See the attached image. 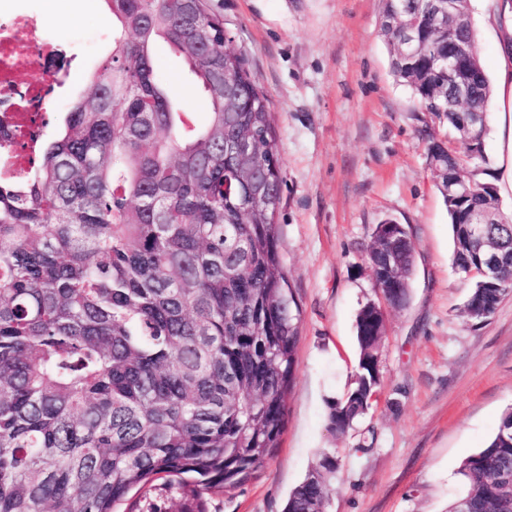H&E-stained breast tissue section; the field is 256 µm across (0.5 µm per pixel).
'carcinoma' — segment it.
<instances>
[{
  "mask_svg": "<svg viewBox=\"0 0 512 512\" xmlns=\"http://www.w3.org/2000/svg\"><path fill=\"white\" fill-rule=\"evenodd\" d=\"M112 51L91 75L57 136L42 141L30 174L0 182V512H156L128 500L154 480L177 491L181 512L203 495L249 482L280 446L296 366L299 305L284 272L276 216L281 163L271 102L243 55L226 48L208 0H106ZM380 31L393 75L422 111L453 125L454 100L434 55L441 26L403 12L424 48L397 62V31ZM165 44L210 104L207 120L177 103L154 70ZM470 105L493 87L472 63ZM237 95L226 111L224 86ZM255 135V196L244 198L224 139ZM434 158L452 174L488 170L452 142ZM448 209L452 264L479 282L484 255L500 279L471 291L465 311L491 316L512 294V215L481 240L456 223L470 203L439 190ZM415 245L404 229L376 226L369 259L376 287L396 278L409 298ZM384 313L356 317V386L330 403L344 433L380 384ZM326 453L285 512H324ZM512 473V407L487 446L466 457L462 498L494 512Z\"/></svg>",
  "mask_w": 512,
  "mask_h": 512,
  "instance_id": "carcinoma-1",
  "label": "carcinoma"
}]
</instances>
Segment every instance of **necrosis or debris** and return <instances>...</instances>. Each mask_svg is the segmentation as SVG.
<instances>
[{
	"label": "necrosis or debris",
	"mask_w": 512,
	"mask_h": 512,
	"mask_svg": "<svg viewBox=\"0 0 512 512\" xmlns=\"http://www.w3.org/2000/svg\"><path fill=\"white\" fill-rule=\"evenodd\" d=\"M0 0V181L28 174L42 139L43 109L65 84L58 44L41 21Z\"/></svg>",
	"instance_id": "4bbe7bcc"
}]
</instances>
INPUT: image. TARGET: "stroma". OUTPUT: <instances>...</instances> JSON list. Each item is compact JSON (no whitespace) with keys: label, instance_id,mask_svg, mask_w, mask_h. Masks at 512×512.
<instances>
[{"label":"stroma","instance_id":"35a3bbf8","mask_svg":"<svg viewBox=\"0 0 512 512\" xmlns=\"http://www.w3.org/2000/svg\"><path fill=\"white\" fill-rule=\"evenodd\" d=\"M228 46L272 103L283 177L279 251L300 308L295 379L279 448L245 486L205 496V512H283L322 454L339 457L324 512H448L462 494V460L485 446L512 406V296L486 321L463 312L470 279L452 266L448 212L426 144L456 134L420 109L390 70L382 0H209ZM15 0L43 18L70 63L69 91L49 104L56 135L112 46L105 0ZM498 0H471L476 49L497 78L512 20ZM158 75L204 118L209 105L181 61L160 50ZM503 116L487 110L486 175L512 213V149ZM406 227L416 259L410 299L384 309L379 397L344 434L329 404L352 390L356 315L379 301L368 250L377 224Z\"/></svg>","mask_w":512,"mask_h":512}]
</instances>
